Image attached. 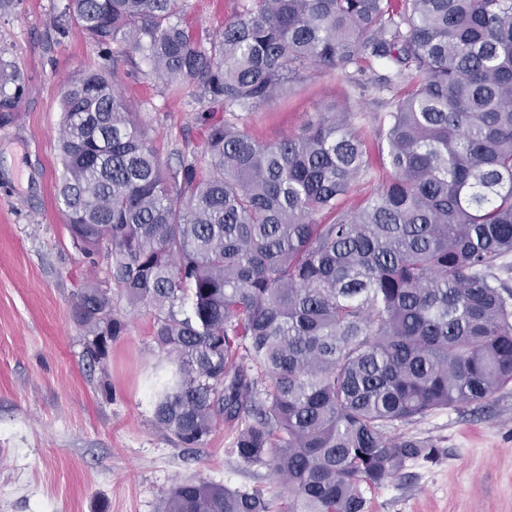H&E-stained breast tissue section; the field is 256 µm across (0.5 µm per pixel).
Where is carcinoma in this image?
<instances>
[{
  "label": "carcinoma",
  "instance_id": "1",
  "mask_svg": "<svg viewBox=\"0 0 512 512\" xmlns=\"http://www.w3.org/2000/svg\"><path fill=\"white\" fill-rule=\"evenodd\" d=\"M66 12L92 44H124L61 91L56 200L73 247L108 270L72 309L86 359L125 334L114 291L147 307L170 364L150 384L156 426L194 448L235 425L238 459L288 484L277 508L183 479L161 512H366V490L439 454L388 432L512 383L496 275L512 253V0H252L216 35L186 0ZM135 55L200 106L205 165L179 151L164 168L117 82ZM374 65L378 90H409L374 129L388 176L343 208L369 174L351 113L274 143L242 120L312 66Z\"/></svg>",
  "mask_w": 512,
  "mask_h": 512
}]
</instances>
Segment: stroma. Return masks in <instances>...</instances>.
<instances>
[{"instance_id":"obj_1","label":"stroma","mask_w":512,"mask_h":512,"mask_svg":"<svg viewBox=\"0 0 512 512\" xmlns=\"http://www.w3.org/2000/svg\"><path fill=\"white\" fill-rule=\"evenodd\" d=\"M64 2L16 0L0 12V61L21 72L20 84L6 86L11 106L0 108V512H158L167 490L187 478L287 503L286 485L266 466L233 454L234 427L217 425L187 449L156 426L147 384L162 355L147 308L115 295L126 333L106 365H87L71 309L80 288L105 272L84 263L56 203L60 93L78 71L100 67L106 51L65 26ZM248 3L188 0L189 19L216 30ZM146 67L119 63L120 89L173 166L177 152L202 146L195 109L146 79ZM406 90H362L341 72L310 68L244 123L274 142L337 110L368 135L390 95ZM398 432L434 440L440 456L369 490L368 512H512V385L485 408L438 411Z\"/></svg>"}]
</instances>
